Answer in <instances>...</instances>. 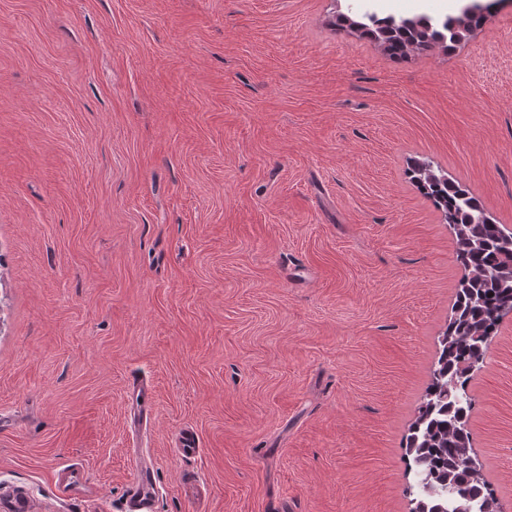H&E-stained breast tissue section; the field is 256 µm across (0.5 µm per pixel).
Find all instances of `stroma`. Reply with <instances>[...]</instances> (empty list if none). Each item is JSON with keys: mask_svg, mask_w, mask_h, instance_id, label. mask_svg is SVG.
<instances>
[{"mask_svg": "<svg viewBox=\"0 0 512 512\" xmlns=\"http://www.w3.org/2000/svg\"><path fill=\"white\" fill-rule=\"evenodd\" d=\"M367 5L0 0V512H126L135 451L155 512H411L462 271L409 169L512 231V0L401 60L332 25ZM468 391L512 512V314Z\"/></svg>", "mask_w": 512, "mask_h": 512, "instance_id": "1", "label": "stroma"}]
</instances>
